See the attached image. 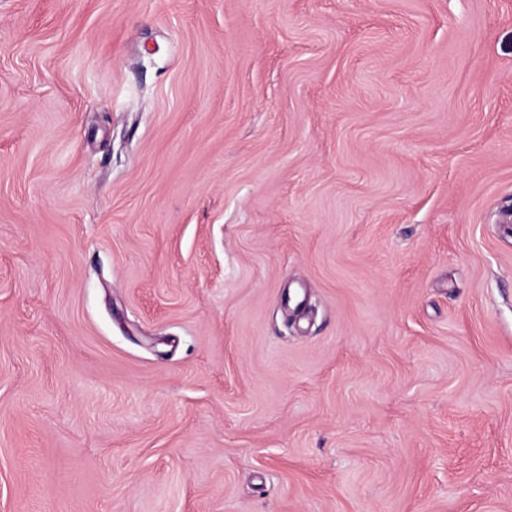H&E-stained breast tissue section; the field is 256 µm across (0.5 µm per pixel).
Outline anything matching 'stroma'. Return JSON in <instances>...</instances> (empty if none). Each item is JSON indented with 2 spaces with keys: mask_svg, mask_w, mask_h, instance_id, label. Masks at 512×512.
Returning <instances> with one entry per match:
<instances>
[{
  "mask_svg": "<svg viewBox=\"0 0 512 512\" xmlns=\"http://www.w3.org/2000/svg\"><path fill=\"white\" fill-rule=\"evenodd\" d=\"M0 512H512V0H0Z\"/></svg>",
  "mask_w": 512,
  "mask_h": 512,
  "instance_id": "stroma-1",
  "label": "stroma"
}]
</instances>
